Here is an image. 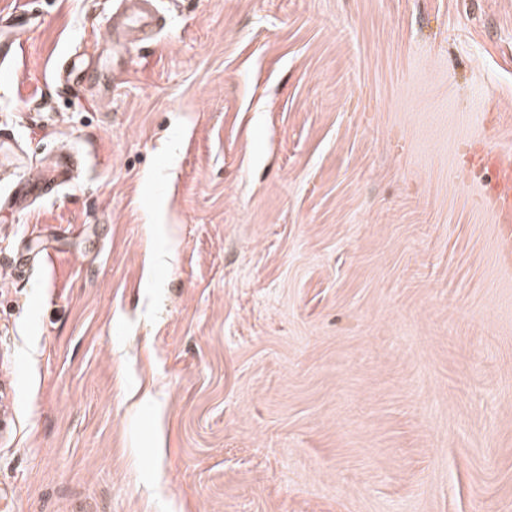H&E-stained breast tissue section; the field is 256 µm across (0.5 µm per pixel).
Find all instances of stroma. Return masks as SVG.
Instances as JSON below:
<instances>
[{
  "label": "stroma",
  "mask_w": 512,
  "mask_h": 512,
  "mask_svg": "<svg viewBox=\"0 0 512 512\" xmlns=\"http://www.w3.org/2000/svg\"><path fill=\"white\" fill-rule=\"evenodd\" d=\"M118 0L0 69V512H512V0ZM114 23L108 40L112 41V67L119 64L122 50L127 43L145 40L157 27L158 17L150 0L120 1L114 14ZM73 168L74 162L71 155L68 153L59 154L55 166L49 173L43 172L34 179H26L24 182L16 184L9 196L10 205L25 207L30 198L51 195L53 191L52 182L62 175H66L67 171H72Z\"/></svg>",
  "instance_id": "35a3bbf8"
}]
</instances>
